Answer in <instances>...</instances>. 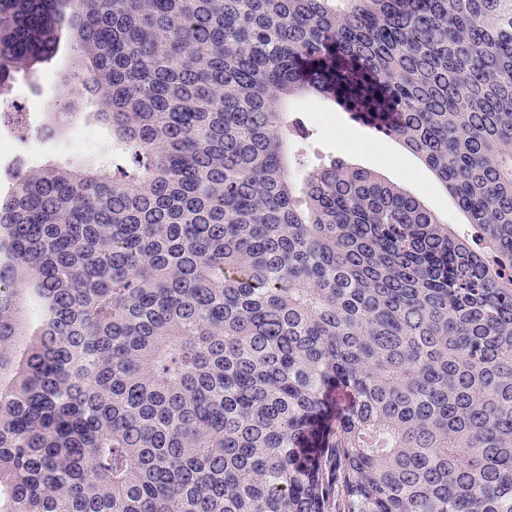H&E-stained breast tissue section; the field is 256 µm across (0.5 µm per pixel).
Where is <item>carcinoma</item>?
<instances>
[{"instance_id": "cac0c4a2", "label": "carcinoma", "mask_w": 512, "mask_h": 512, "mask_svg": "<svg viewBox=\"0 0 512 512\" xmlns=\"http://www.w3.org/2000/svg\"><path fill=\"white\" fill-rule=\"evenodd\" d=\"M64 32L125 164L0 199V512H512V0H0L1 100ZM291 114L317 132L322 155H335L370 169L422 197L447 224L466 227L467 221L433 173L395 139L351 123L339 108L318 98L290 102Z\"/></svg>"}]
</instances>
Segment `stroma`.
<instances>
[{"label":"stroma","instance_id":"35a3bbf8","mask_svg":"<svg viewBox=\"0 0 512 512\" xmlns=\"http://www.w3.org/2000/svg\"><path fill=\"white\" fill-rule=\"evenodd\" d=\"M71 54L69 42H62L56 61L41 65L34 76L22 78L14 87V100L25 104L21 120L30 132L20 139L11 125L0 126V136L14 138L16 145L15 153L0 154L1 197L13 191L20 172L48 163L93 169L121 153L111 127L96 120L92 103L83 102L79 114L70 119L57 118V111L73 95L62 78ZM289 109L315 130L321 154L335 155L375 171L421 196L446 223L465 225L464 215L433 173L396 140L351 123L340 109L318 98L295 99Z\"/></svg>","mask_w":512,"mask_h":512}]
</instances>
